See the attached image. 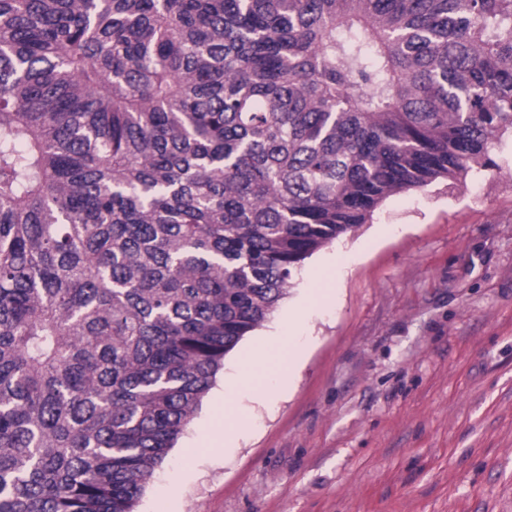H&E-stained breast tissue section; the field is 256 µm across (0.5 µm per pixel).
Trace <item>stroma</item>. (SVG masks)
<instances>
[{"label": "stroma", "instance_id": "1", "mask_svg": "<svg viewBox=\"0 0 512 512\" xmlns=\"http://www.w3.org/2000/svg\"><path fill=\"white\" fill-rule=\"evenodd\" d=\"M493 168L389 197L307 259L224 367L136 512H512V139ZM334 300L312 304L310 289ZM304 348L213 454L247 353Z\"/></svg>", "mask_w": 512, "mask_h": 512}]
</instances>
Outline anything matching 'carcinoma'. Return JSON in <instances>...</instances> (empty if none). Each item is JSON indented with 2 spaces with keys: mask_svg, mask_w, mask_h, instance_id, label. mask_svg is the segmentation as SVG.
<instances>
[{
  "mask_svg": "<svg viewBox=\"0 0 512 512\" xmlns=\"http://www.w3.org/2000/svg\"><path fill=\"white\" fill-rule=\"evenodd\" d=\"M509 131L512 0H0V512H134L305 260Z\"/></svg>",
  "mask_w": 512,
  "mask_h": 512,
  "instance_id": "obj_1",
  "label": "carcinoma"
}]
</instances>
